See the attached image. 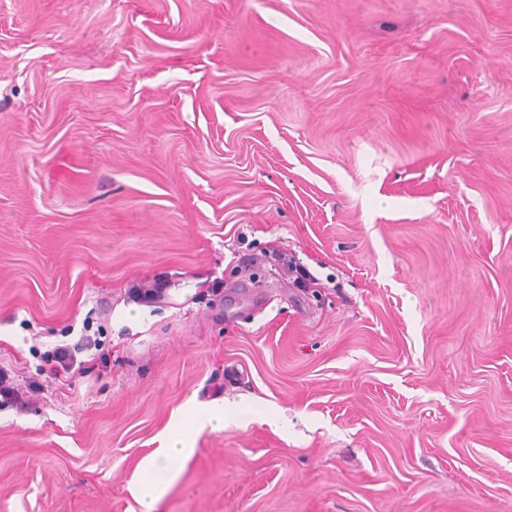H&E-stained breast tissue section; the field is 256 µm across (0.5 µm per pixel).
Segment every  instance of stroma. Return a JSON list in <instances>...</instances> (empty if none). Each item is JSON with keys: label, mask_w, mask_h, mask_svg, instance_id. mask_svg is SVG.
Returning a JSON list of instances; mask_svg holds the SVG:
<instances>
[{"label": "stroma", "mask_w": 512, "mask_h": 512, "mask_svg": "<svg viewBox=\"0 0 512 512\" xmlns=\"http://www.w3.org/2000/svg\"><path fill=\"white\" fill-rule=\"evenodd\" d=\"M1 365L0 512H512V0H0ZM48 362L52 365V371L56 375L61 373L74 375L81 373V362L77 364L74 349L68 345H58L53 350L47 352ZM245 404L242 401H224V406L210 411L207 415L197 418L196 427L203 430L209 427L211 430H222L227 424L234 422L240 415V410ZM193 452L189 439L175 424L167 436L166 447L158 448L138 469L132 493L139 512H158L178 469Z\"/></svg>", "instance_id": "obj_1"}]
</instances>
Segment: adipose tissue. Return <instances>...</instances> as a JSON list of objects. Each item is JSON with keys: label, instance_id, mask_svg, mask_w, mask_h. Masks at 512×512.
<instances>
[{"label": "adipose tissue", "instance_id": "obj_1", "mask_svg": "<svg viewBox=\"0 0 512 512\" xmlns=\"http://www.w3.org/2000/svg\"><path fill=\"white\" fill-rule=\"evenodd\" d=\"M189 439L171 428L164 448L146 458L138 469L133 497L139 512H157L183 461L191 457Z\"/></svg>", "mask_w": 512, "mask_h": 512}]
</instances>
